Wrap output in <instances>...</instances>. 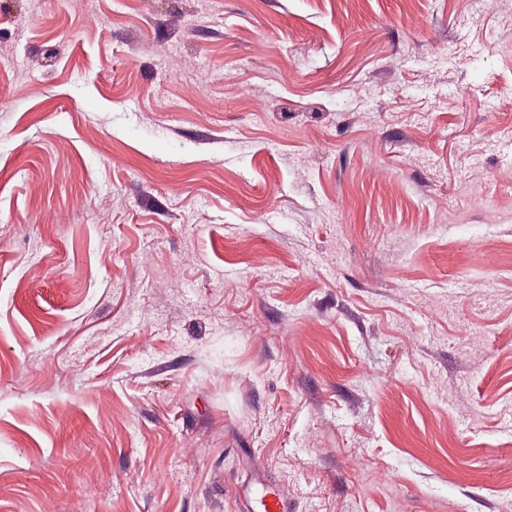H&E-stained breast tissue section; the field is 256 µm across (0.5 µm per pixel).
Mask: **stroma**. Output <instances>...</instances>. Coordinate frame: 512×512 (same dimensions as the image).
<instances>
[{
  "mask_svg": "<svg viewBox=\"0 0 512 512\" xmlns=\"http://www.w3.org/2000/svg\"><path fill=\"white\" fill-rule=\"evenodd\" d=\"M512 512V0H0V512ZM259 512H288V498L280 490L265 489L258 499Z\"/></svg>",
  "mask_w": 512,
  "mask_h": 512,
  "instance_id": "obj_1",
  "label": "stroma"
}]
</instances>
